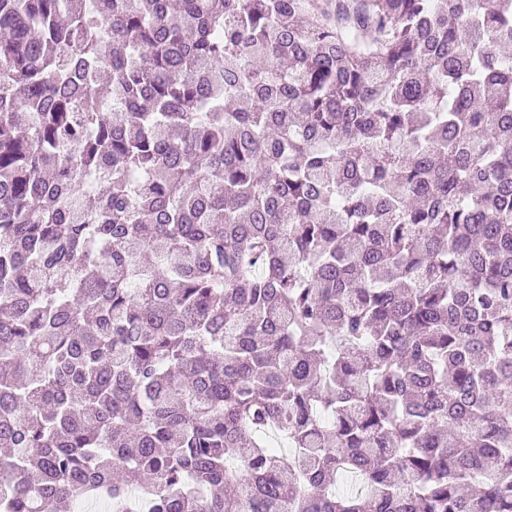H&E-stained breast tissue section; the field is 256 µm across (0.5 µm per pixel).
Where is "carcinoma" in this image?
I'll return each instance as SVG.
<instances>
[{"instance_id":"obj_1","label":"carcinoma","mask_w":512,"mask_h":512,"mask_svg":"<svg viewBox=\"0 0 512 512\" xmlns=\"http://www.w3.org/2000/svg\"><path fill=\"white\" fill-rule=\"evenodd\" d=\"M512 0H0V512H512Z\"/></svg>"}]
</instances>
